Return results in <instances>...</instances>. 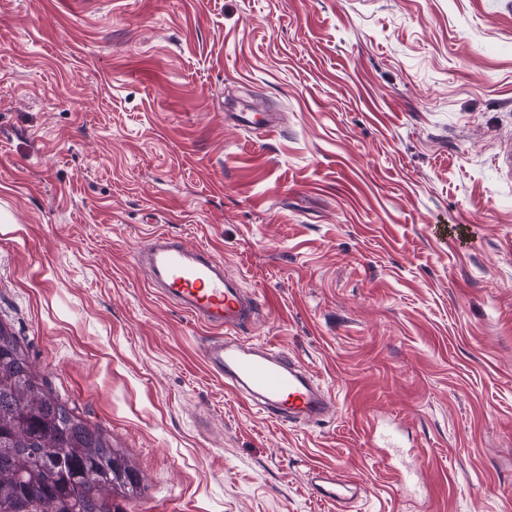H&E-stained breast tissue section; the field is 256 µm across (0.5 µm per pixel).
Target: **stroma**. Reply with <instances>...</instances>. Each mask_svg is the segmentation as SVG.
Returning <instances> with one entry per match:
<instances>
[{
    "label": "stroma",
    "instance_id": "1",
    "mask_svg": "<svg viewBox=\"0 0 512 512\" xmlns=\"http://www.w3.org/2000/svg\"><path fill=\"white\" fill-rule=\"evenodd\" d=\"M509 148L512 0H0V321L139 470L126 512H336L318 467L345 512H512ZM157 231L270 300L244 338L334 415L209 371L132 265ZM316 471V480L311 487L313 494L323 501L336 504V510H343L338 507L353 497L354 493L349 495L352 490L361 489L356 479L338 473L336 469L321 468Z\"/></svg>",
    "mask_w": 512,
    "mask_h": 512
}]
</instances>
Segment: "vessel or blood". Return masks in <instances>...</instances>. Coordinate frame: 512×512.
I'll return each mask as SVG.
<instances>
[{
  "mask_svg": "<svg viewBox=\"0 0 512 512\" xmlns=\"http://www.w3.org/2000/svg\"><path fill=\"white\" fill-rule=\"evenodd\" d=\"M134 262L146 268L149 285L160 297L176 304L201 326L214 330L200 347L201 357L214 375L245 403L270 418L310 424L334 413V403L306 372L296 368L286 351L268 344L223 339L221 331H239L264 308L247 298L237 277L210 251L188 249L164 232L151 234L136 252ZM356 479L331 468L318 469L313 494L331 504L343 505Z\"/></svg>",
  "mask_w": 512,
  "mask_h": 512,
  "instance_id": "1",
  "label": "vessel or blood"
}]
</instances>
